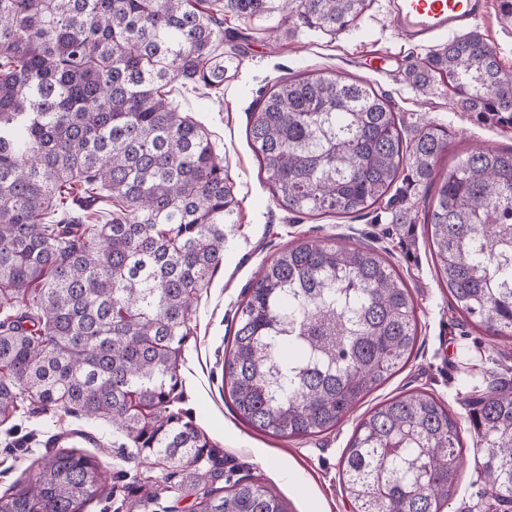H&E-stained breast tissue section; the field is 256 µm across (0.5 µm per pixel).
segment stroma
<instances>
[{
    "mask_svg": "<svg viewBox=\"0 0 512 512\" xmlns=\"http://www.w3.org/2000/svg\"><path fill=\"white\" fill-rule=\"evenodd\" d=\"M272 29L254 35L237 78L220 93L202 97L200 89L174 83L172 95L183 111L209 131L233 179L240 200L224 264L196 301L194 334L179 364L182 407L216 444L222 462L220 485L251 478L270 486L287 512H350L339 476V462L363 414L386 398L410 390H426L448 404L460 427L464 467L456 497L444 512H488V497L476 480L483 449L474 447L466 394L461 380L472 375L478 386L496 381L501 356L512 357V341L485 336L451 307L439 285L422 224L393 230L370 216L312 217L296 220L278 206L246 134L247 113L259 88L276 78L303 70H328L347 79L365 80L388 94L405 128L428 116L448 132V149L438 162L447 170L458 156L474 147L512 148V128L477 120L458 109L447 82L426 97L403 79L409 54L426 55L427 44L400 39L392 27L389 0H371L360 29L328 36L299 31L287 35V21L275 19ZM299 240L362 241L385 250L416 302L418 337L415 351L402 370L364 399L332 431L304 438L274 437L252 429L224 396V349L235 331V312L259 268L288 243ZM80 429L98 444L92 453L106 474L123 473L126 482L150 478L154 495L140 502L139 512H190L194 496L181 491L179 469L154 465L121 447L119 434L87 418L61 411L41 412L24 404L0 425V493L33 473L44 453L47 436Z\"/></svg>",
    "mask_w": 512,
    "mask_h": 512,
    "instance_id": "1",
    "label": "stroma"
}]
</instances>
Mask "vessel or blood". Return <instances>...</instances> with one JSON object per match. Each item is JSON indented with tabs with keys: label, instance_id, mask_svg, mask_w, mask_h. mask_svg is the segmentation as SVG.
<instances>
[{
	"label": "vessel or blood",
	"instance_id": "b4317fda",
	"mask_svg": "<svg viewBox=\"0 0 512 512\" xmlns=\"http://www.w3.org/2000/svg\"><path fill=\"white\" fill-rule=\"evenodd\" d=\"M490 0H393L392 10L398 35L410 42H429L437 36L468 27L484 17ZM93 436L70 430L51 436L50 448H84Z\"/></svg>",
	"mask_w": 512,
	"mask_h": 512
}]
</instances>
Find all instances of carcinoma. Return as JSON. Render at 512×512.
<instances>
[{"instance_id": "carcinoma-1", "label": "carcinoma", "mask_w": 512, "mask_h": 512, "mask_svg": "<svg viewBox=\"0 0 512 512\" xmlns=\"http://www.w3.org/2000/svg\"><path fill=\"white\" fill-rule=\"evenodd\" d=\"M367 0H0V423L26 401L115 427L121 447L167 461L191 493L214 445L182 400L179 362L195 301L224 265L236 186L205 128L172 98L178 80L222 89L245 52L224 21L285 13L335 35ZM427 96L448 79L458 107L512 124V73L472 30L409 63ZM247 134L276 201L305 216L415 223L398 183L434 188L424 224L438 280L490 337L512 340V150L474 149L436 174L448 131L407 139L392 101L334 72L282 76ZM224 354V393L253 429L335 428L413 354L412 293L375 247L289 245L244 293ZM470 385L476 468L492 512L512 505V365ZM0 494V512H84L114 494L76 448H48ZM463 466L456 417L408 391L356 425L339 472L353 512H442ZM192 512H287L258 480L195 498Z\"/></svg>"}]
</instances>
